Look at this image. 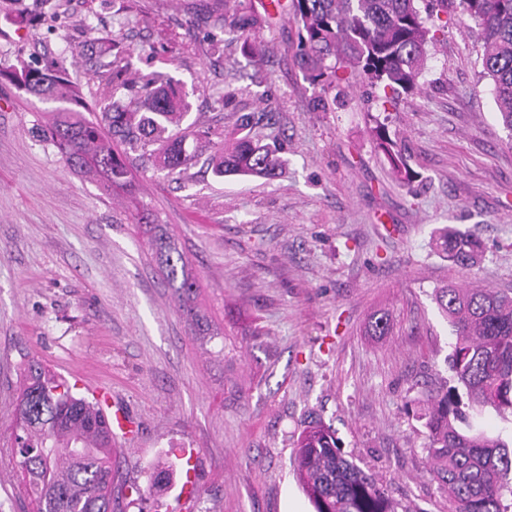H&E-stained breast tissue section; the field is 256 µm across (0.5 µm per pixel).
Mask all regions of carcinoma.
Listing matches in <instances>:
<instances>
[{
	"mask_svg": "<svg viewBox=\"0 0 512 512\" xmlns=\"http://www.w3.org/2000/svg\"><path fill=\"white\" fill-rule=\"evenodd\" d=\"M215 0L221 13L218 31L208 38V51L223 56L234 39H249L267 16L252 5ZM290 13L299 27L301 65L312 83L367 81L383 88L390 103L401 91L420 89L430 46L444 30L440 14L458 12L479 30L484 77L504 128L512 133V0H291ZM88 58L101 67L123 72L118 60H106L110 47L89 40ZM0 81L18 94L53 105L42 130L75 174L110 195L121 191L139 212L130 152L157 172L176 175L195 154L189 143L211 145L209 165L217 178H276L284 160L280 146L263 144L250 134L254 116L237 119L235 136L226 140L215 129L187 122L191 104L184 85L150 76L142 84L125 82L129 101H88L69 79L65 63L36 66L19 57L0 66ZM378 147L408 179L410 170L383 124L374 127ZM156 261L179 308L200 336L213 335L196 305L198 274L164 224H141ZM448 258L463 267L475 264L479 247L453 228L443 231ZM439 313L451 326L454 341L446 358L450 381L427 397L425 450L432 461V480L448 493L454 512H512V447L498 435L477 428L465 409L479 413L491 407L512 414V291L448 286L434 292ZM11 448L23 474L24 489L36 512H115L112 506V430L98 404L77 396L67 380L36 359L20 371ZM298 481L315 512H395L388 490L341 453L335 431L311 420L294 448Z\"/></svg>",
	"mask_w": 512,
	"mask_h": 512,
	"instance_id": "cac0c4a2",
	"label": "carcinoma"
}]
</instances>
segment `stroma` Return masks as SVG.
<instances>
[{
  "label": "stroma",
  "instance_id": "stroma-1",
  "mask_svg": "<svg viewBox=\"0 0 512 512\" xmlns=\"http://www.w3.org/2000/svg\"><path fill=\"white\" fill-rule=\"evenodd\" d=\"M212 0H0V65L65 59L85 96L112 95L83 57L87 37L189 94L198 124L283 145L280 176H213L208 151L182 175L135 172L139 197L199 275L216 338L195 335L124 196L101 194L43 142L44 109L0 83V512H31L13 442L18 366L40 360L92 398L107 388L138 427L116 439V512H314L292 449L322 420L400 512H450L429 477L421 418L448 377L452 330L436 288L512 289V136L497 119L476 32L449 14L422 92L383 108L366 82L311 83L298 29L271 13L262 60L210 55ZM272 113L264 121L262 113ZM383 122L411 169L396 181L372 135ZM452 227L479 242L462 269L438 244ZM388 312L387 335L367 327ZM193 448L185 467L174 454ZM173 465V484L150 487Z\"/></svg>",
  "mask_w": 512,
  "mask_h": 512
}]
</instances>
